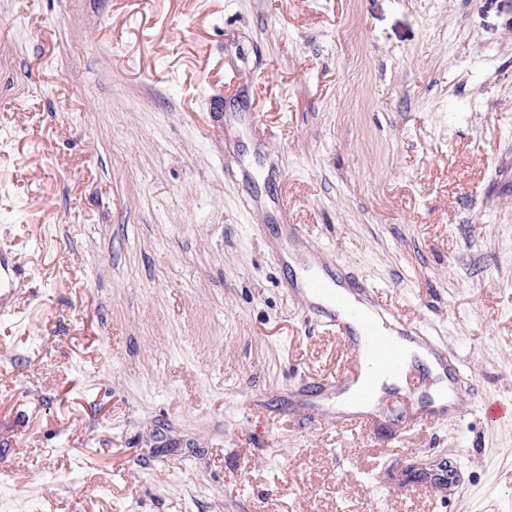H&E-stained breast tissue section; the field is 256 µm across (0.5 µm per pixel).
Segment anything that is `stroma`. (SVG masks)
<instances>
[{"label":"stroma","mask_w":512,"mask_h":512,"mask_svg":"<svg viewBox=\"0 0 512 512\" xmlns=\"http://www.w3.org/2000/svg\"><path fill=\"white\" fill-rule=\"evenodd\" d=\"M285 220L457 404L306 419ZM1 248L0 512H512V0H0ZM7 254V250H1L0 252V308L2 314L8 312L4 299L17 292V286L24 274L22 268L15 262L10 261Z\"/></svg>","instance_id":"35a3bbf8"}]
</instances>
